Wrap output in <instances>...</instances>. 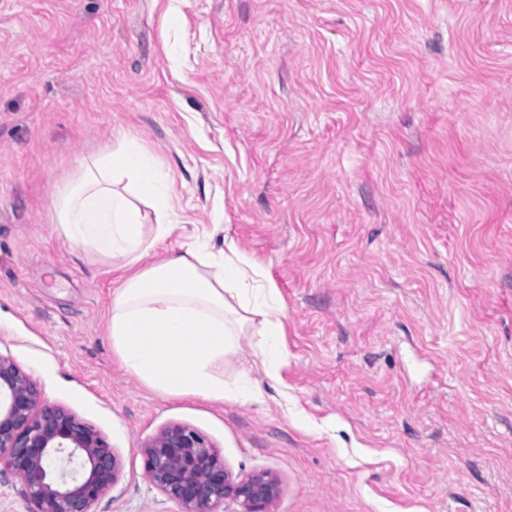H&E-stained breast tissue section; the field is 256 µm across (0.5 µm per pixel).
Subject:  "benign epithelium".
I'll list each match as a JSON object with an SVG mask.
<instances>
[{
  "label": "benign epithelium",
  "mask_w": 512,
  "mask_h": 512,
  "mask_svg": "<svg viewBox=\"0 0 512 512\" xmlns=\"http://www.w3.org/2000/svg\"><path fill=\"white\" fill-rule=\"evenodd\" d=\"M32 377L0 354V466L21 482L30 512H93L119 477L121 462L94 427L70 411L42 405ZM144 470L181 512H271L280 494L269 473L235 478L224 457L195 429L173 424L141 448Z\"/></svg>",
  "instance_id": "7a95c632"
}]
</instances>
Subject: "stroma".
Wrapping results in <instances>:
<instances>
[{
	"label": "stroma",
	"instance_id": "stroma-1",
	"mask_svg": "<svg viewBox=\"0 0 512 512\" xmlns=\"http://www.w3.org/2000/svg\"><path fill=\"white\" fill-rule=\"evenodd\" d=\"M138 138L175 229L259 264L260 401L172 399L107 334L123 273L55 197ZM0 353L98 430L94 512H180L143 444L189 426L273 512H512V0H0Z\"/></svg>",
	"mask_w": 512,
	"mask_h": 512
}]
</instances>
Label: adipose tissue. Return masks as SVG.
<instances>
[{"mask_svg": "<svg viewBox=\"0 0 512 512\" xmlns=\"http://www.w3.org/2000/svg\"><path fill=\"white\" fill-rule=\"evenodd\" d=\"M168 175L138 139L122 136L116 151L85 165L54 204L65 238L129 268L112 294L109 336L125 369L168 397L209 402L258 399L249 371L225 384L222 368L244 334L257 336L259 363L275 376L283 359L282 316L275 288L235 246L216 254L207 242L141 260L152 243L171 235ZM158 217L144 234L141 203Z\"/></svg>", "mask_w": 512, "mask_h": 512, "instance_id": "ef3b65f1", "label": "adipose tissue"}]
</instances>
